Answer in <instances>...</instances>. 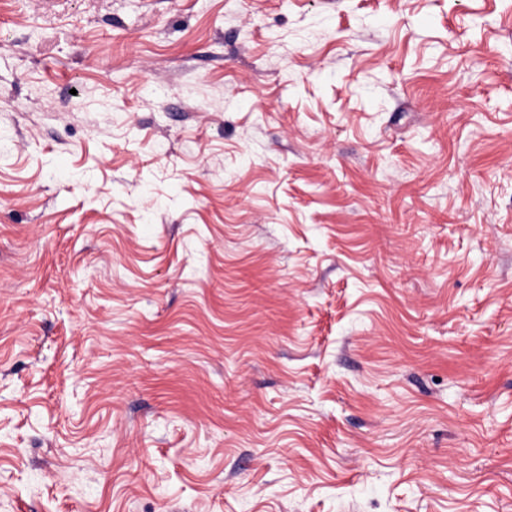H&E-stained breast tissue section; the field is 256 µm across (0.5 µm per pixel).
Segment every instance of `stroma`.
Listing matches in <instances>:
<instances>
[{
	"label": "stroma",
	"instance_id": "1",
	"mask_svg": "<svg viewBox=\"0 0 512 512\" xmlns=\"http://www.w3.org/2000/svg\"><path fill=\"white\" fill-rule=\"evenodd\" d=\"M0 512H512V0H0Z\"/></svg>",
	"mask_w": 512,
	"mask_h": 512
}]
</instances>
